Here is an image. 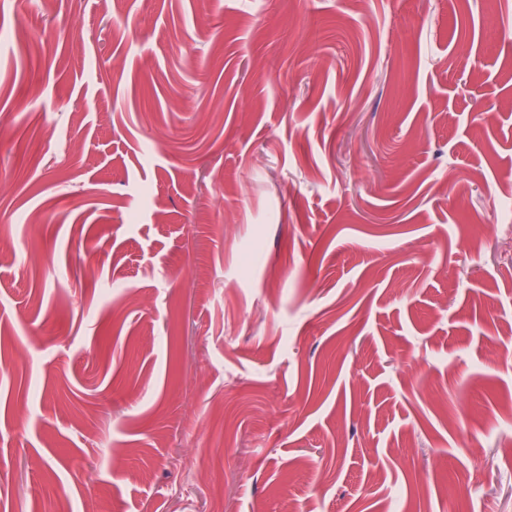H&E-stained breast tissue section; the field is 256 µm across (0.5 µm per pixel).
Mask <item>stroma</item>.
Returning <instances> with one entry per match:
<instances>
[{
	"label": "stroma",
	"instance_id": "35a3bbf8",
	"mask_svg": "<svg viewBox=\"0 0 512 512\" xmlns=\"http://www.w3.org/2000/svg\"><path fill=\"white\" fill-rule=\"evenodd\" d=\"M508 31L0 0V512H512Z\"/></svg>",
	"mask_w": 512,
	"mask_h": 512
}]
</instances>
